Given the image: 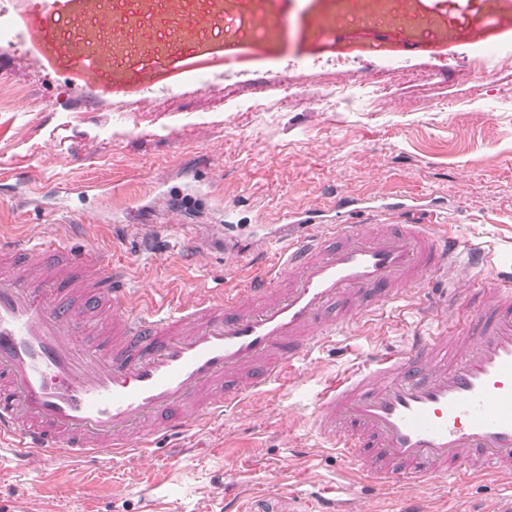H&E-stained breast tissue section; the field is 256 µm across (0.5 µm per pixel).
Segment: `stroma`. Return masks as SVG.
<instances>
[{
    "label": "stroma",
    "instance_id": "1",
    "mask_svg": "<svg viewBox=\"0 0 512 512\" xmlns=\"http://www.w3.org/2000/svg\"><path fill=\"white\" fill-rule=\"evenodd\" d=\"M47 30L32 0L0 49V236L103 250L135 302L187 306L244 287L278 262L286 216L343 222L345 200L432 199L445 226L512 265V0H65ZM96 67L77 69L84 56ZM335 61L379 89L368 112L318 111ZM230 83L215 90L209 75ZM295 95L282 106L280 80ZM164 90L162 102L146 89ZM266 104L246 112L249 98ZM124 106L116 116L115 106ZM138 221H128V213ZM422 287L357 322L312 363L223 416L197 417L185 452L158 432L111 465L60 458L17 469L0 455V512H316L342 493L353 512H403L408 490H374L311 427L321 391L421 326ZM499 486L435 479L423 512H495Z\"/></svg>",
    "mask_w": 512,
    "mask_h": 512
}]
</instances>
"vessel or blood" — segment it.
<instances>
[{
	"label": "vessel or blood",
	"instance_id": "1",
	"mask_svg": "<svg viewBox=\"0 0 512 512\" xmlns=\"http://www.w3.org/2000/svg\"><path fill=\"white\" fill-rule=\"evenodd\" d=\"M432 202L357 206L353 220L290 215L274 272L188 307L135 305L97 249L0 237V444L107 462L144 451L149 423L181 433L186 412L223 413L338 336L364 312L436 285L486 250L431 224ZM466 334L412 336L319 397L313 425L359 478L423 491L433 478L492 477L512 512V276L482 282Z\"/></svg>",
	"mask_w": 512,
	"mask_h": 512
}]
</instances>
